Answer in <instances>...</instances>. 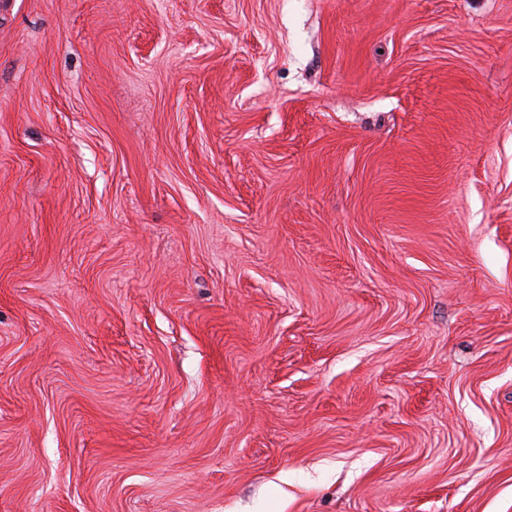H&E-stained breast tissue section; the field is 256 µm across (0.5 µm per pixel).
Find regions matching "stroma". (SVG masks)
Here are the masks:
<instances>
[{"label":"stroma","mask_w":512,"mask_h":512,"mask_svg":"<svg viewBox=\"0 0 512 512\" xmlns=\"http://www.w3.org/2000/svg\"><path fill=\"white\" fill-rule=\"evenodd\" d=\"M0 512H512V0H0Z\"/></svg>","instance_id":"1"}]
</instances>
